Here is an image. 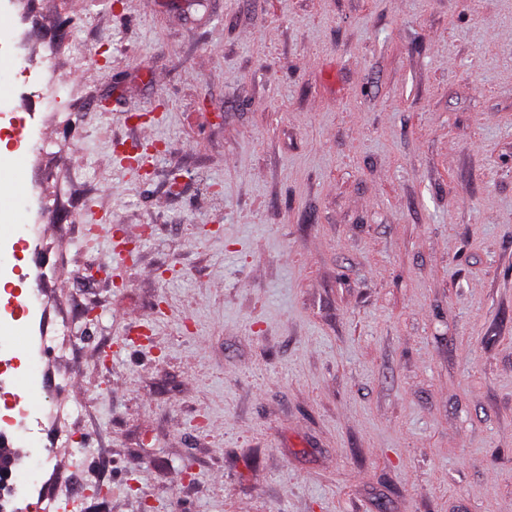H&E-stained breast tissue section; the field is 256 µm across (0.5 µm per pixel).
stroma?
Wrapping results in <instances>:
<instances>
[{
	"label": "stroma",
	"instance_id": "obj_1",
	"mask_svg": "<svg viewBox=\"0 0 512 512\" xmlns=\"http://www.w3.org/2000/svg\"><path fill=\"white\" fill-rule=\"evenodd\" d=\"M53 108L0 320L86 512H512V0H17ZM161 151L149 173L121 146ZM18 297L10 283H6L0 290V319L2 315L9 316L13 320L31 316L42 305V299L36 294L25 295L23 301Z\"/></svg>",
	"mask_w": 512,
	"mask_h": 512
}]
</instances>
